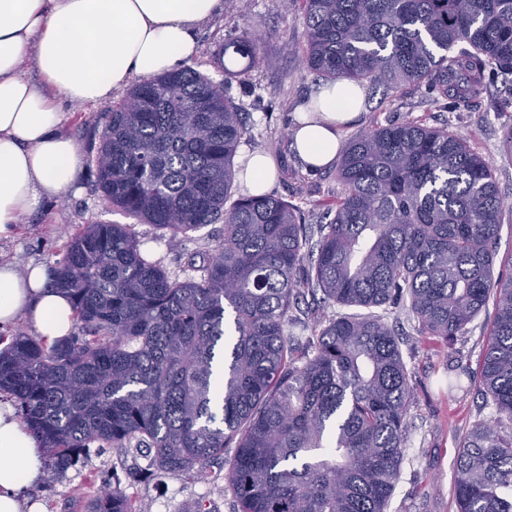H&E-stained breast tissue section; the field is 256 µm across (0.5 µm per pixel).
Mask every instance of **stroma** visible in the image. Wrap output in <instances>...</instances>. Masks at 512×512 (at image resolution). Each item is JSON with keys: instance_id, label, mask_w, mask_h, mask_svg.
<instances>
[{"instance_id": "stroma-1", "label": "stroma", "mask_w": 512, "mask_h": 512, "mask_svg": "<svg viewBox=\"0 0 512 512\" xmlns=\"http://www.w3.org/2000/svg\"><path fill=\"white\" fill-rule=\"evenodd\" d=\"M232 31L252 35L262 45V57L252 71L248 90L239 79H225L217 67V54ZM304 40L298 6H285L282 0H243L239 9H225L202 28L198 54L190 66L213 80L226 81L230 95L241 104L250 132L249 139L240 143L239 154L259 151L272 155L277 165L273 196L297 203L306 222L317 224L322 220L323 202L336 194L337 181L332 168L318 174L306 171L290 148L294 116L322 82L299 61ZM503 94L502 78H494L476 103L453 109L437 103L422 87L399 92L370 87L364 111L344 134L350 137L411 117L430 126L448 127L464 137L491 166L504 200L494 273L506 278L512 276V155L503 152L501 140L505 127L512 125V109L499 110L497 103ZM112 107L109 100L95 105H65L63 131L73 141L79 159L76 187L21 216L13 236L0 239L1 263L20 269L34 263L49 265L68 237L84 225L130 222L129 216L104 201L95 169L88 162L100 143L101 116ZM134 229L143 250L174 273L185 268L190 254L208 253L221 235L217 224L201 228L194 240L183 242L161 235L149 224L138 223ZM493 315V307H486L463 336L448 347L433 348L417 336L404 310L388 309L389 323L403 335L401 349L413 396L405 459L386 512H456L457 441L466 428L490 418L493 412L483 399L479 374ZM455 378L460 379V388L449 389V380ZM142 463V458L131 456L124 464H116L111 449L106 448L91 454L85 464L69 469L59 480L35 484L32 492L45 501L48 512H72L73 505L84 496L117 479L128 482L140 512H184L189 503L199 499L212 512H238L235 499L224 489L221 462L206 464L196 478L171 474L160 483H129V469Z\"/></svg>"}]
</instances>
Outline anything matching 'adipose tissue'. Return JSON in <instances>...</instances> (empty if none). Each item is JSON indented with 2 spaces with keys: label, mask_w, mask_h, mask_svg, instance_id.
I'll return each instance as SVG.
<instances>
[{
  "label": "adipose tissue",
  "mask_w": 512,
  "mask_h": 512,
  "mask_svg": "<svg viewBox=\"0 0 512 512\" xmlns=\"http://www.w3.org/2000/svg\"><path fill=\"white\" fill-rule=\"evenodd\" d=\"M224 10V0H0V238L42 201L73 185L78 158L53 100L97 104L133 78L182 68L197 53L198 29ZM33 60L47 83L38 89L22 72ZM364 88L339 80L321 86L310 111L290 130L305 168L332 166L344 126L364 106ZM25 321L46 343L70 334L68 296L48 285L45 266L16 270L0 263V327ZM44 463L10 406H0V512H44L28 489Z\"/></svg>",
  "instance_id": "ef3b65f1"
}]
</instances>
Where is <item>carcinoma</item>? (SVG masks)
<instances>
[{
	"instance_id": "obj_1",
	"label": "carcinoma",
	"mask_w": 512,
	"mask_h": 512,
	"mask_svg": "<svg viewBox=\"0 0 512 512\" xmlns=\"http://www.w3.org/2000/svg\"><path fill=\"white\" fill-rule=\"evenodd\" d=\"M301 5L303 67L330 83L425 87L465 107L508 78L512 0H283ZM246 60L260 43L224 50ZM247 134L225 82L191 69L144 78L106 116L92 164L112 207L172 239L224 224L200 261L173 274L131 224H87L49 269L73 333L52 345L16 334L0 350V393L45 459L44 480L91 448L148 460L133 478L190 475L224 456L240 512H386L405 458L412 389L401 342L379 309L448 343L494 302L481 368L494 414L459 438L456 512H512V276L494 278L504 211L483 157L445 126L408 118L355 135L336 172L335 214L235 196ZM357 307L285 335L301 298ZM82 512H138L119 483Z\"/></svg>"
}]
</instances>
